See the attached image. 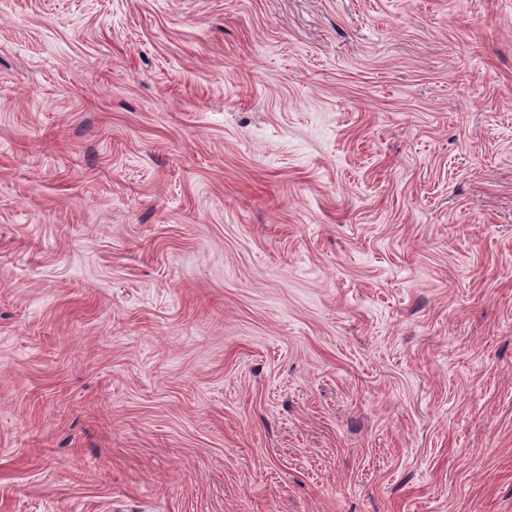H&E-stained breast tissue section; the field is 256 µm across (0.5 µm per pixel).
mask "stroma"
<instances>
[{
	"label": "stroma",
	"instance_id": "obj_1",
	"mask_svg": "<svg viewBox=\"0 0 512 512\" xmlns=\"http://www.w3.org/2000/svg\"><path fill=\"white\" fill-rule=\"evenodd\" d=\"M0 512H512V0H0Z\"/></svg>",
	"mask_w": 512,
	"mask_h": 512
}]
</instances>
